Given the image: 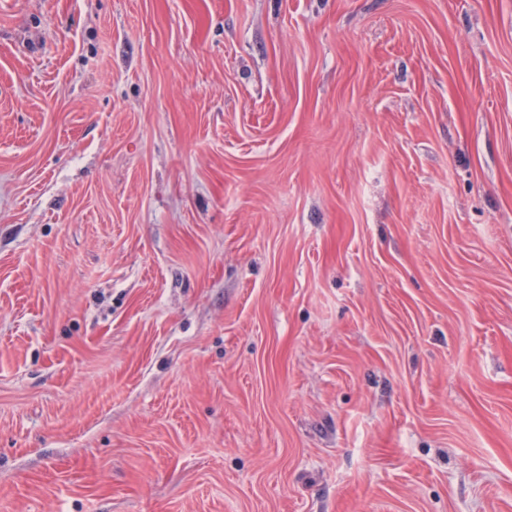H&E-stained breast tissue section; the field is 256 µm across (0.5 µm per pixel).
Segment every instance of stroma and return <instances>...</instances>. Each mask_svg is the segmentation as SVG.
Wrapping results in <instances>:
<instances>
[{"mask_svg": "<svg viewBox=\"0 0 512 512\" xmlns=\"http://www.w3.org/2000/svg\"><path fill=\"white\" fill-rule=\"evenodd\" d=\"M0 512H512V0H0Z\"/></svg>", "mask_w": 512, "mask_h": 512, "instance_id": "obj_1", "label": "stroma"}]
</instances>
